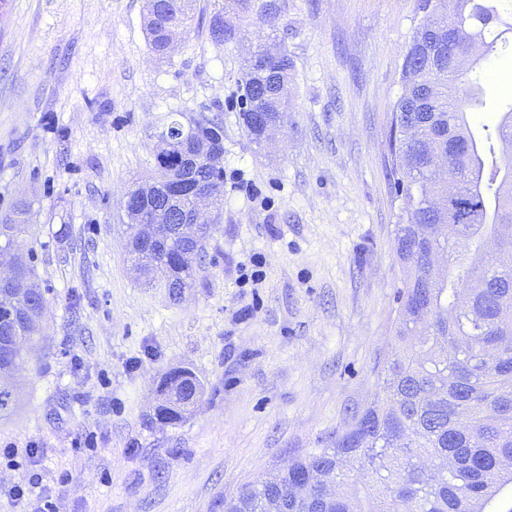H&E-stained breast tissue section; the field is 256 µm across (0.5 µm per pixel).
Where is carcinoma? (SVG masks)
<instances>
[{"label":"carcinoma","instance_id":"carcinoma-1","mask_svg":"<svg viewBox=\"0 0 512 512\" xmlns=\"http://www.w3.org/2000/svg\"><path fill=\"white\" fill-rule=\"evenodd\" d=\"M195 0H146L149 44L166 56L168 34L186 32ZM430 14L450 19L435 60L432 34L420 28L405 54L403 93L391 118V174L407 199L395 229V251L405 268L397 295L395 345L377 366L376 396L354 412L350 426L323 447L288 460L224 500V512H486L500 488L512 484V268L494 255L512 251V157L500 153L512 137V111L482 134L471 131L467 111L482 91L484 72L457 60L469 38L483 47L473 64L512 45V0H425ZM250 0H224L213 15L210 39L236 41L249 21ZM292 63L283 53L248 62L240 82L243 111L265 96L268 111L287 120ZM448 151V167L429 166V151ZM200 144L159 138L155 156L161 188L193 182L220 205L223 170L196 165ZM29 204L0 216V265L27 280L34 268L20 252ZM161 239L126 246L152 288H190L191 266L177 267L183 240L159 223ZM42 292L0 302V370L24 364L15 345L29 338L44 307ZM0 414L17 405L20 385L1 382ZM163 419L180 420L204 394L188 370L161 383ZM368 476V482L353 479Z\"/></svg>","mask_w":512,"mask_h":512}]
</instances>
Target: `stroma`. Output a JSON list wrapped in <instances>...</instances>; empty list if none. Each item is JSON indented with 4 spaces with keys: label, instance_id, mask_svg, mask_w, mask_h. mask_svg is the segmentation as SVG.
Segmentation results:
<instances>
[{
    "label": "stroma",
    "instance_id": "1",
    "mask_svg": "<svg viewBox=\"0 0 512 512\" xmlns=\"http://www.w3.org/2000/svg\"><path fill=\"white\" fill-rule=\"evenodd\" d=\"M143 4L0 0V213L30 202L21 250L46 300L0 447L39 441L57 512H224L225 497L346 428L394 343L405 201L388 142L421 0H255L227 45L208 35L224 0H197L165 58ZM275 43L292 101L260 149L239 79ZM483 70L476 127L512 102L497 82L512 80V50ZM174 112L224 128V203L179 300L134 269L121 207L156 176ZM180 369L204 395L164 423L158 387Z\"/></svg>",
    "mask_w": 512,
    "mask_h": 512
}]
</instances>
